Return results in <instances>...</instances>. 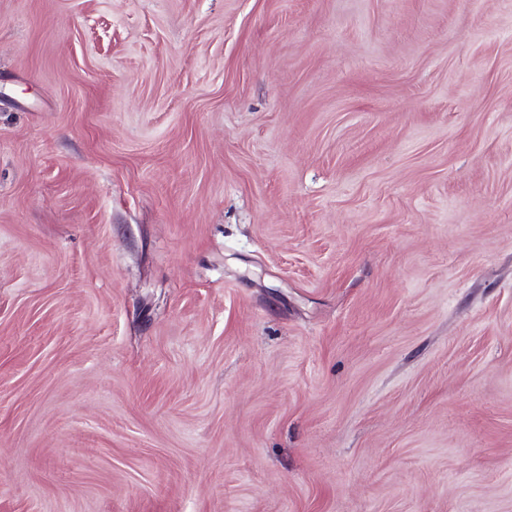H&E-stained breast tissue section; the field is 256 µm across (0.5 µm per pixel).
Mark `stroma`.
I'll return each mask as SVG.
<instances>
[{
    "instance_id": "35a3bbf8",
    "label": "stroma",
    "mask_w": 512,
    "mask_h": 512,
    "mask_svg": "<svg viewBox=\"0 0 512 512\" xmlns=\"http://www.w3.org/2000/svg\"><path fill=\"white\" fill-rule=\"evenodd\" d=\"M0 512H512V0H0Z\"/></svg>"
}]
</instances>
